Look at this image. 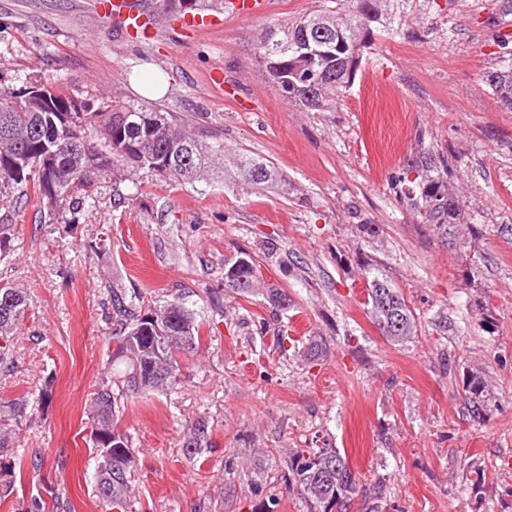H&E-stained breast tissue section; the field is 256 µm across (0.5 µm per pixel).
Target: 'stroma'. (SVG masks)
Masks as SVG:
<instances>
[{
    "mask_svg": "<svg viewBox=\"0 0 512 512\" xmlns=\"http://www.w3.org/2000/svg\"><path fill=\"white\" fill-rule=\"evenodd\" d=\"M95 2L0 0V87L58 82L97 105L141 96L142 76H157L158 107L223 144L225 161L271 162L285 185L258 191L232 175L188 184L108 167L72 224L51 222L33 197L0 201L16 246L0 260V283L32 298L14 361L0 367V398L50 393L16 434L14 454L29 467L0 512H25L51 487L70 512H105L87 410L114 288L184 299L203 326L175 383L120 410L117 426L138 451L134 512H308L279 475L296 449L324 446L346 455L364 489L382 483V512H512V236L496 231L512 226V111L483 81L504 58L501 41L512 42L501 0H410L401 32L374 26L328 112L274 90L257 35L336 0H266L198 32L163 23L146 43ZM216 71L220 90L208 86ZM424 145L448 154L466 220L489 227L468 254L392 189L391 175ZM363 223L379 225L378 236L363 235ZM243 250L287 308L225 287ZM363 257L402 289L421 324L413 342L392 345L372 322ZM314 342L323 357H311ZM475 370L496 397L481 422L465 404ZM199 422L211 442L190 456L183 448Z\"/></svg>",
    "mask_w": 512,
    "mask_h": 512,
    "instance_id": "obj_1",
    "label": "stroma"
}]
</instances>
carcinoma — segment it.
Masks as SVG:
<instances>
[{"mask_svg": "<svg viewBox=\"0 0 512 512\" xmlns=\"http://www.w3.org/2000/svg\"><path fill=\"white\" fill-rule=\"evenodd\" d=\"M345 12L318 10L299 19L270 26L257 37L259 60L280 96L310 110H325L334 102L336 90L350 85L360 64V52L370 36L371 24L393 30L402 23L410 0H388V8L374 12L363 23L364 0H343ZM224 5V0H163V9L181 14ZM486 84L499 103L512 110V62L488 72ZM53 102L72 108L70 112L40 109L19 112L17 95L0 87V196L28 195L33 187L38 200L46 202L52 220L68 222L67 213L76 214L88 204L77 193L89 187L95 174L105 167L125 166L133 171H153L165 167V174L185 183L199 180L222 181L224 147L208 145L180 127L169 112L143 99L114 97L95 107L63 93L59 86L40 85ZM241 182L254 190L281 183L268 163L240 156L233 163ZM416 177H411V174ZM53 183L49 191L45 183ZM390 182L407 207L431 227L446 243L459 249L482 238L484 224H464L459 208L448 204V159L422 148L406 158ZM13 224L0 221V257L13 251ZM239 277L236 293L246 296L253 272L258 270L248 253L236 260ZM362 276L367 284L369 315L382 336L394 345L407 344L418 335L417 318L404 297L375 264L363 261ZM112 328L107 362L122 365L99 382L89 404L95 423L92 435L99 437L95 492L98 499L116 512H131L130 484L136 470L132 438L115 423L122 400L133 394L150 395L165 390L179 362L198 351L202 344L196 312L185 302L150 304L136 293L112 289ZM29 308V299L20 291L0 285V364L10 363L11 343ZM165 317L163 337L146 333L145 316ZM188 336L184 348L180 338ZM468 411L483 420L495 405L489 384L478 373L464 385ZM39 398L24 394L0 400V450L11 447L20 427L35 420ZM119 435L117 446L106 440ZM208 441L203 425L190 428L185 452L195 454ZM23 470L0 461V505L10 501L22 481ZM288 490L302 496L309 512H349L359 495L355 471L336 448H301L288 460V474L282 476Z\"/></svg>", "mask_w": 512, "mask_h": 512, "instance_id": "1", "label": "carcinoma"}]
</instances>
